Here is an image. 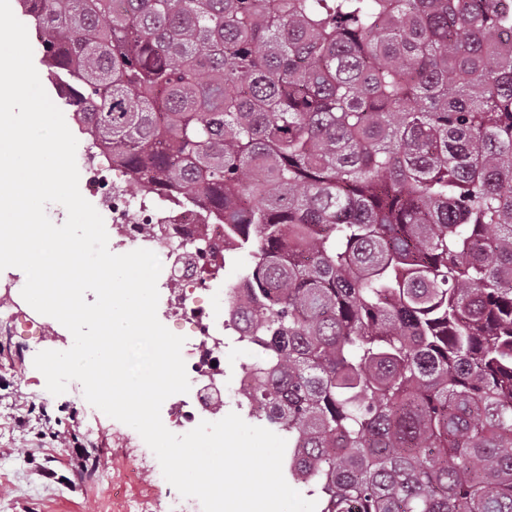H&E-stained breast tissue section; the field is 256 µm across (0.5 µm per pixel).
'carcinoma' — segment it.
Here are the masks:
<instances>
[{
  "label": "carcinoma",
  "instance_id": "cac0c4a2",
  "mask_svg": "<svg viewBox=\"0 0 512 512\" xmlns=\"http://www.w3.org/2000/svg\"><path fill=\"white\" fill-rule=\"evenodd\" d=\"M21 4L89 139L252 257L247 407L316 512H512V7Z\"/></svg>",
  "mask_w": 512,
  "mask_h": 512
}]
</instances>
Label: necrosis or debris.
<instances>
[{"label":"necrosis or debris","mask_w":512,"mask_h":512,"mask_svg":"<svg viewBox=\"0 0 512 512\" xmlns=\"http://www.w3.org/2000/svg\"><path fill=\"white\" fill-rule=\"evenodd\" d=\"M85 188L94 198L106 199L102 217L112 230L114 253L128 248L148 249L168 261H177L176 275L161 274V315L186 330L182 357L190 390L169 397L161 411L178 432L192 430L200 421L224 416V315L212 303L223 296L220 278L226 261L224 226L209 213L186 208L175 197L141 195L136 202L108 197L113 168L98 152L83 151L79 160ZM26 276L18 268L0 271V325H16L23 304Z\"/></svg>","instance_id":"obj_1"}]
</instances>
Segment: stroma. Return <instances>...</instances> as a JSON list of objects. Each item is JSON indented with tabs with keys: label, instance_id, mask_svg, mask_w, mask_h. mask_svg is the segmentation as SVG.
<instances>
[{
	"label": "stroma",
	"instance_id": "35a3bbf8",
	"mask_svg": "<svg viewBox=\"0 0 512 512\" xmlns=\"http://www.w3.org/2000/svg\"><path fill=\"white\" fill-rule=\"evenodd\" d=\"M29 343L22 328L0 326V512H156L148 477L124 481L130 456L157 465L151 449L90 405L82 388L51 395ZM31 407L45 410L46 419L19 429L18 416ZM72 441L94 461L90 473L73 471Z\"/></svg>",
	"mask_w": 512,
	"mask_h": 512
}]
</instances>
